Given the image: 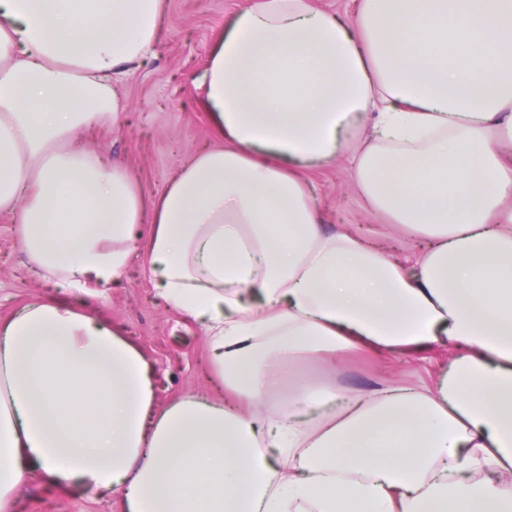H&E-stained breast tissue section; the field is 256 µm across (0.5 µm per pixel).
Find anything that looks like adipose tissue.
<instances>
[{"mask_svg": "<svg viewBox=\"0 0 512 512\" xmlns=\"http://www.w3.org/2000/svg\"><path fill=\"white\" fill-rule=\"evenodd\" d=\"M164 10L0 0V217L60 290L0 323V512L31 473L123 512H512V0H359L346 22L246 0L198 79L222 143L154 197L86 141L122 127L117 76ZM367 117L356 185L421 257L327 229L299 173ZM142 249L230 400L155 408L141 351L88 312ZM448 343L426 391L299 373Z\"/></svg>", "mask_w": 512, "mask_h": 512, "instance_id": "ef3b65f1", "label": "adipose tissue"}]
</instances>
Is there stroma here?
<instances>
[{"label":"stroma","mask_w":512,"mask_h":512,"mask_svg":"<svg viewBox=\"0 0 512 512\" xmlns=\"http://www.w3.org/2000/svg\"><path fill=\"white\" fill-rule=\"evenodd\" d=\"M241 2L166 0L153 56L124 81V127L95 133L88 140L90 146L122 161L149 193H161L185 163L221 143L200 105L201 92L193 79L204 70L213 43ZM302 175L313 184L326 223L362 231L371 243L397 256L427 250L424 237L370 208L354 184L346 156L304 169ZM150 266L149 254L139 252L104 298L91 299V308L143 352L153 372L158 406L186 395L223 398L224 388L209 364L205 328L158 296L149 279ZM52 289L27 266L14 225L0 218V321ZM458 354L454 347L437 345L407 355L359 347L346 352L338 366L310 361L304 369L309 377L330 380L348 391L378 382L430 387ZM13 512H121V505L115 492H53L37 477L28 476L18 488Z\"/></svg>","instance_id":"1"}]
</instances>
